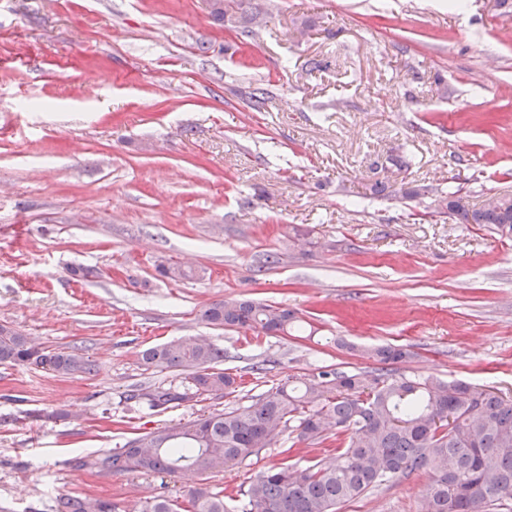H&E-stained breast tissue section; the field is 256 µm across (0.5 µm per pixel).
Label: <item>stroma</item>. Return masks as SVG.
I'll return each mask as SVG.
<instances>
[{
  "label": "stroma",
  "mask_w": 512,
  "mask_h": 512,
  "mask_svg": "<svg viewBox=\"0 0 512 512\" xmlns=\"http://www.w3.org/2000/svg\"><path fill=\"white\" fill-rule=\"evenodd\" d=\"M451 186L472 204L512 195V12L497 0H224L220 24L211 0H0V323L94 365H0V512H52L62 495L132 512L321 460L335 436L284 435L203 478L85 465L319 367L373 369L380 345L411 351L396 374L512 398V240L417 220ZM168 262L194 277H160ZM240 298L295 311L301 330L200 320ZM191 336L223 349L241 391L149 409L142 393L183 374L140 351ZM429 482L340 512H420Z\"/></svg>",
  "instance_id": "stroma-1"
}]
</instances>
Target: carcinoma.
<instances>
[{"label": "carcinoma", "mask_w": 512, "mask_h": 512, "mask_svg": "<svg viewBox=\"0 0 512 512\" xmlns=\"http://www.w3.org/2000/svg\"><path fill=\"white\" fill-rule=\"evenodd\" d=\"M462 188L444 198L459 224H488L512 238V196L490 208L469 206ZM200 319L218 327H249L268 336L295 326V313L250 299L216 300ZM379 367L347 372L319 368L297 383H280L247 406L203 414L187 424L137 434L84 465L103 473L209 475L241 464L284 434L315 443L332 432L336 456L304 468L285 462L259 472L237 494L191 491L187 503L157 497L141 512H339L371 488L425 469L430 484L421 512H494L512 500V400L463 380L396 376L389 365L413 353L400 346L371 350ZM147 368L186 372L183 386L158 387L146 398L152 409L191 399L230 396L236 378L222 368L224 350L206 336L176 338L140 352ZM0 364L47 368L59 376L90 374L77 348L49 350L7 323H0ZM456 414L448 427V412ZM56 512H119L101 498L57 499Z\"/></svg>", "instance_id": "obj_1"}]
</instances>
